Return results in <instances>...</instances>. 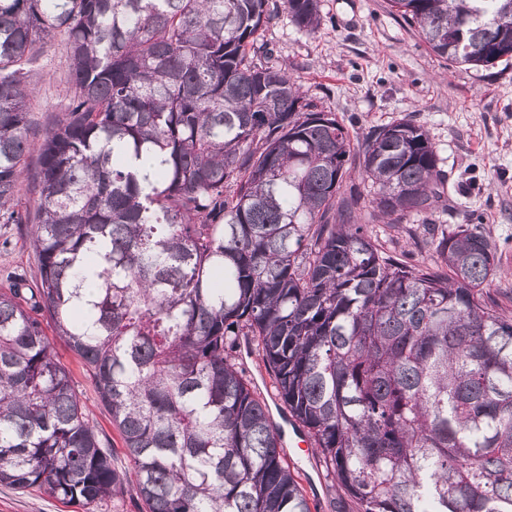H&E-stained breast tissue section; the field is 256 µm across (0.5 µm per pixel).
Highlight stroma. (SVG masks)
Returning a JSON list of instances; mask_svg holds the SVG:
<instances>
[{
    "instance_id": "1",
    "label": "stroma",
    "mask_w": 512,
    "mask_h": 512,
    "mask_svg": "<svg viewBox=\"0 0 512 512\" xmlns=\"http://www.w3.org/2000/svg\"><path fill=\"white\" fill-rule=\"evenodd\" d=\"M320 11L316 32L298 28L285 13L263 30L261 37L273 47L277 62L308 98L335 112L352 135L403 117L422 125L445 178V191L427 219L386 224L368 206L355 210L354 218L387 252L428 263L435 255L427 227L477 225L497 244L498 301L512 315V60L488 68L447 62L391 11L387 0H321ZM67 75L65 40L59 35L41 47L30 71L35 133L29 161H36L44 131L66 113ZM14 275L36 286V254L27 225L0 223V288ZM51 344L69 369L90 421L111 440L118 467L127 468L119 434L91 379L59 337H52ZM272 418L294 436L283 452L317 512H340L339 494L309 451L303 429L283 423L280 413ZM0 512L81 510L39 491L0 486Z\"/></svg>"
}]
</instances>
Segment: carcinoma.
<instances>
[{"instance_id":"obj_1","label":"carcinoma","mask_w":512,"mask_h":512,"mask_svg":"<svg viewBox=\"0 0 512 512\" xmlns=\"http://www.w3.org/2000/svg\"><path fill=\"white\" fill-rule=\"evenodd\" d=\"M388 2L450 62L512 58V0ZM283 8L321 24L319 0H0V222L31 225L40 276L0 289V485L87 512L125 491L48 324L146 512H312L241 336L358 512H512L496 245L431 228L440 263H410L340 220L351 160L384 223L426 217L436 153L406 118L355 142L303 94L261 40ZM56 33L71 95L31 169L27 65ZM48 334L58 359L71 372L79 392V397L86 408L90 421L96 426L99 432L106 435L111 440L113 448H115V458L119 469L124 470L125 468L128 470L129 466L124 456L122 441L120 440L117 430L112 425L109 414L99 403L91 379L84 373L80 362L71 353L67 345L58 336H54L51 331H49ZM235 356H238L236 357V362L246 371L247 378L254 382L253 384L259 389L258 391H261V393L264 392L265 394L263 381L269 383L270 375L264 364L257 359L256 356L247 355L244 337L240 339V348H238V352Z\"/></svg>"}]
</instances>
